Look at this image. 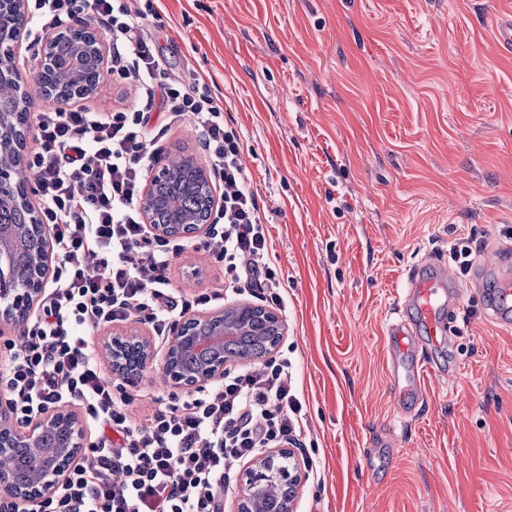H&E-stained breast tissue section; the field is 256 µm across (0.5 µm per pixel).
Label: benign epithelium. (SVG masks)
<instances>
[{
  "mask_svg": "<svg viewBox=\"0 0 512 512\" xmlns=\"http://www.w3.org/2000/svg\"><path fill=\"white\" fill-rule=\"evenodd\" d=\"M26 0H0V82L19 84L21 107L30 110L35 99L78 107L97 89L83 83L55 88L49 82L56 68L51 53L53 42L61 37L76 38V56L96 60L104 71L110 45L103 35L89 32L80 19H74L42 42L37 71L25 79L18 74L14 60L16 49L27 41L30 31ZM31 133L28 123L19 124L16 114L0 113V197L7 195L30 212L29 227L41 234L42 245L28 261L29 269L12 264L9 254L26 234V228L0 224V336L23 335L34 307L45 293V281L55 259L50 233L42 224L41 212L31 201L35 186L24 173V153ZM191 169L195 179L182 185L184 191L200 198L201 206L191 215L171 200L157 202L153 186L157 181L179 180V169ZM221 204L218 186L201 155L182 150L173 156H158L139 199L141 217L150 234L158 241L200 238L213 230V214ZM264 320L269 351L277 349L286 334V325L273 311L258 305L232 304L174 321L169 328L164 350L154 338L141 332L138 321L114 324L103 334L101 349L109 360L112 374L136 383L143 372L160 362L163 382L172 389L201 390L224 378V366L232 358L224 354V343L250 331L254 316ZM136 344L141 367L135 373L125 371L127 344ZM193 354L203 357L189 371L182 358ZM87 447L82 417L67 405H55L24 423L14 416L12 400L0 395V459L15 454L18 448H37L40 463L28 478L19 482L12 471L0 466V500L24 506H37L52 499L65 481L71 465ZM304 480L301 459L290 449H265L249 461L238 486L236 512H270L265 492L278 487L287 492L276 505V512H294L298 490Z\"/></svg>",
  "mask_w": 512,
  "mask_h": 512,
  "instance_id": "7a95c632",
  "label": "benign epithelium"
}]
</instances>
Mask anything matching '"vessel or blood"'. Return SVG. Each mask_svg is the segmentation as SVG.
Here are the masks:
<instances>
[{"mask_svg":"<svg viewBox=\"0 0 512 512\" xmlns=\"http://www.w3.org/2000/svg\"><path fill=\"white\" fill-rule=\"evenodd\" d=\"M462 290L452 268L424 259L408 275V288L403 304L386 326L391 342L390 382L398 403H405L422 389L431 365L419 353V332H434L445 310L455 309ZM496 302L490 318L502 327L512 325V278L499 277Z\"/></svg>","mask_w":512,"mask_h":512,"instance_id":"1","label":"vessel or blood"}]
</instances>
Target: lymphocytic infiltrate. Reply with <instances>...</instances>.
<instances>
[{
  "label": "lymphocytic infiltrate",
  "instance_id": "obj_1",
  "mask_svg": "<svg viewBox=\"0 0 512 512\" xmlns=\"http://www.w3.org/2000/svg\"><path fill=\"white\" fill-rule=\"evenodd\" d=\"M32 35L65 26L74 16L108 28L114 38L109 79L136 88L132 101L110 113L52 105L35 117L38 146L30 161L42 220L61 256L57 286L22 342H0V364L19 419L53 404L81 406L97 436L51 500L38 512H224L223 492L235 462L296 442L305 416L288 382L292 363L271 359L242 367L182 403H163L140 422L129 399L117 398L89 347L99 327L133 315L157 332L189 310L173 294L168 273L183 243L156 249L138 201L166 128L152 126L155 100L170 122L201 133L221 181L224 223L213 236L217 261L233 291L254 283L273 287L276 272L266 229L247 187L238 132L224 106L197 75H171L150 32L134 24L127 0H27Z\"/></svg>",
  "mask_w": 512,
  "mask_h": 512
}]
</instances>
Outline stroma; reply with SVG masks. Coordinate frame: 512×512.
<instances>
[{
    "instance_id": "35a3bbf8",
    "label": "stroma",
    "mask_w": 512,
    "mask_h": 512,
    "mask_svg": "<svg viewBox=\"0 0 512 512\" xmlns=\"http://www.w3.org/2000/svg\"><path fill=\"white\" fill-rule=\"evenodd\" d=\"M173 72L190 63L243 142L276 255L278 354L306 414L296 512H512V328L488 318L474 255L512 229V0H154ZM464 290L456 347L397 418L385 328L424 256ZM202 245L174 293L223 291ZM460 369L445 379L449 363ZM132 420L192 398L158 371L112 377Z\"/></svg>"
}]
</instances>
